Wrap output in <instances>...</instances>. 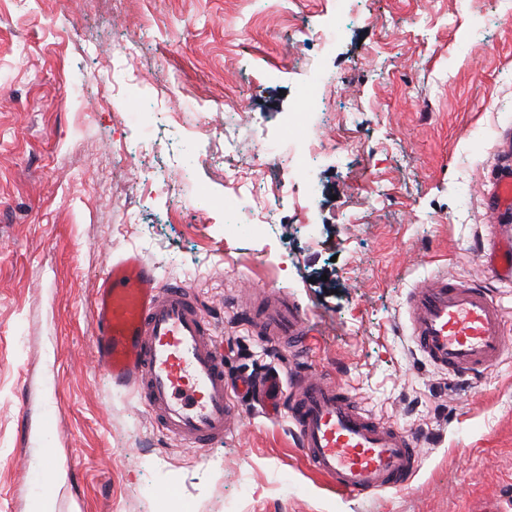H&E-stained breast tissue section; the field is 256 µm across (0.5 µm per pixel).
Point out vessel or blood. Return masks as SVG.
<instances>
[{
    "instance_id": "obj_1",
    "label": "vessel or blood",
    "mask_w": 512,
    "mask_h": 512,
    "mask_svg": "<svg viewBox=\"0 0 512 512\" xmlns=\"http://www.w3.org/2000/svg\"><path fill=\"white\" fill-rule=\"evenodd\" d=\"M489 205L512 212V173L497 179ZM485 268L512 281V240L489 254ZM92 310L96 362L113 386L139 396L166 437L207 448L234 429L239 409L224 381V353L191 289L161 283L154 265L127 252L101 274ZM406 312L419 351L454 375L482 374L512 350L502 305L476 284L431 276L410 290ZM242 318L273 343L308 347L311 328L293 300L255 304ZM239 388L285 396L309 466L348 497L403 488L417 472L413 438L375 418L327 373L300 375L286 393L275 375L261 386L241 380Z\"/></svg>"
}]
</instances>
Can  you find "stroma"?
I'll list each match as a JSON object with an SVG mask.
<instances>
[{
    "label": "stroma",
    "mask_w": 512,
    "mask_h": 512,
    "mask_svg": "<svg viewBox=\"0 0 512 512\" xmlns=\"http://www.w3.org/2000/svg\"><path fill=\"white\" fill-rule=\"evenodd\" d=\"M298 138L309 201L278 193L293 163L248 164ZM511 142L494 0H0V512H512V351L454 376L405 305L434 274L481 282L512 330L482 266L512 234L486 200ZM132 251L192 289L228 382L328 373L417 439L411 483L338 495L253 401L209 448L167 439L93 354L98 278ZM252 294L300 304L308 357L243 323Z\"/></svg>",
    "instance_id": "obj_1"
}]
</instances>
